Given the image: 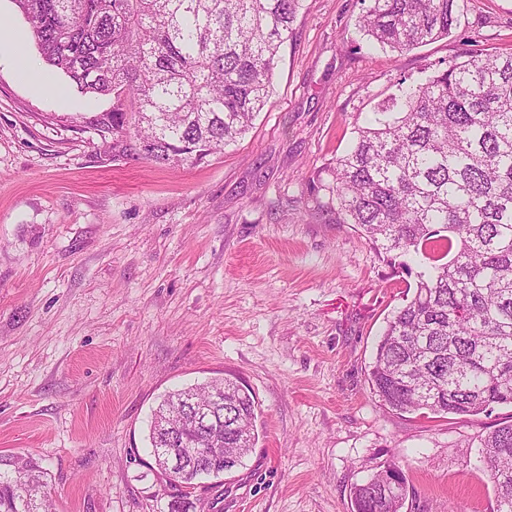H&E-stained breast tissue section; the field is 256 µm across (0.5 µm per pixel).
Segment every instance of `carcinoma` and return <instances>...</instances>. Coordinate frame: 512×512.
<instances>
[{
    "label": "carcinoma",
    "mask_w": 512,
    "mask_h": 512,
    "mask_svg": "<svg viewBox=\"0 0 512 512\" xmlns=\"http://www.w3.org/2000/svg\"><path fill=\"white\" fill-rule=\"evenodd\" d=\"M44 61L81 92L110 96L94 119L112 150L156 164L199 161L251 128L274 90L281 46L300 0H14ZM457 0H360L358 23L403 53L450 35ZM436 65L357 127L328 186L343 224H354L415 287L392 312L368 373L381 405L398 413L460 417L512 404V52H466ZM224 388V421L197 427L177 400ZM180 447L170 485L204 473L191 455L214 436L244 459L255 447V399L234 376L170 392ZM494 512H512V422L482 438ZM397 486L384 492L386 478ZM407 478L392 462L351 489L352 512H401ZM51 488L33 458L0 472V512H49Z\"/></svg>",
    "instance_id": "cac0c4a2"
}]
</instances>
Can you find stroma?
I'll return each mask as SVG.
<instances>
[{"label":"stroma","mask_w":512,"mask_h":512,"mask_svg":"<svg viewBox=\"0 0 512 512\" xmlns=\"http://www.w3.org/2000/svg\"><path fill=\"white\" fill-rule=\"evenodd\" d=\"M444 39L373 50L359 0H303L275 90L224 151L159 165L116 157L83 94L43 62V88L0 54V471L21 452L47 472L56 512H352L353 484L399 463L402 512H493L480 438L512 407L422 419L368 383L378 336L412 278L324 189L368 119L477 40L512 51V0H458ZM232 374L251 388L258 441L217 488L182 493L150 452L169 391Z\"/></svg>","instance_id":"1"}]
</instances>
